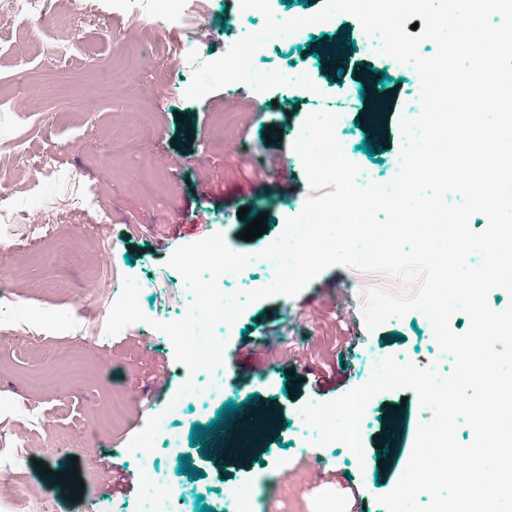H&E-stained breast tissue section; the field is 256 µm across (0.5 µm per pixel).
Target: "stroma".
Returning a JSON list of instances; mask_svg holds the SVG:
<instances>
[{
  "instance_id": "35a3bbf8",
  "label": "stroma",
  "mask_w": 512,
  "mask_h": 512,
  "mask_svg": "<svg viewBox=\"0 0 512 512\" xmlns=\"http://www.w3.org/2000/svg\"><path fill=\"white\" fill-rule=\"evenodd\" d=\"M232 8L231 0H192L175 30L183 38L202 35L201 58L214 60L233 40L224 26ZM52 27L80 33V44L50 57L46 33ZM310 40L306 34L265 47L254 64L290 77L308 74L317 92L283 86L258 93L242 83L235 96L219 89L188 100L192 67L186 51L157 32L134 29L111 0H89L86 14L76 18L59 0H49L45 18L22 28L0 17V134L20 137L26 157L11 187L25 195L36 163L53 156L52 179L28 201L25 218L38 224L50 216L59 226L44 243L27 239L24 226L0 229V271L8 274L10 297L9 315H0V337H11L7 351L13 358L11 369L0 370V395L14 402L13 411L0 413V484L15 485L23 497H47L49 512H143L149 495L142 482L121 493L111 486L115 468L139 473L140 461L127 444L150 416L164 411L188 375L172 345L149 325L176 319L191 302L182 276L167 264L172 252L216 232L238 253L253 256L266 247L312 193L291 149L310 113H342L336 134L365 182L386 183L396 175L404 144L400 110L418 97L417 72L374 53L369 35L347 14L337 15L317 40L320 55H313ZM128 56L135 59L134 77L108 89H84L99 67L120 66ZM345 60L387 72L390 80L380 85L354 78L342 90L329 86ZM131 112L142 115L141 133L128 127ZM270 127L280 129L278 141L267 142ZM375 137L379 145L363 153V141ZM270 155L280 171L257 186L240 177L239 166L256 168ZM243 207L269 216L270 227L257 239L237 237ZM102 271L115 283L136 279L148 323L106 335L111 302L97 279ZM374 288L395 291L399 285L380 274L331 266L299 295H276L245 309L227 339L225 359L236 348H252L272 328L285 342L262 373L225 371L209 400L184 403L171 417L182 456L171 457L159 443L150 461L178 476L175 512H199L204 505L228 512L238 494L252 497L254 512H337V498L356 492L362 512H384L378 499L394 488L405 463L364 471L350 449L311 446L313 431L300 415L305 403L332 400L366 383L378 357L422 367L434 363L441 374L451 372L452 356L441 352L418 312L366 328L363 294ZM75 324L91 338L81 350L84 370L78 376L68 365ZM344 328L356 342L338 366L323 369L317 384L284 393L289 374L322 368V354ZM109 393L119 403L114 423L104 427L99 420ZM230 400L241 417L260 418L261 442L218 470L202 462L190 434L193 425L214 421ZM400 402L409 409L400 434L404 450H411L418 424L431 419L413 391L378 394L362 426L366 456H377L390 407ZM27 439L32 448L25 466L13 474L11 458ZM183 460L192 475L179 473ZM49 469L68 472L67 481L47 479Z\"/></svg>"
}]
</instances>
